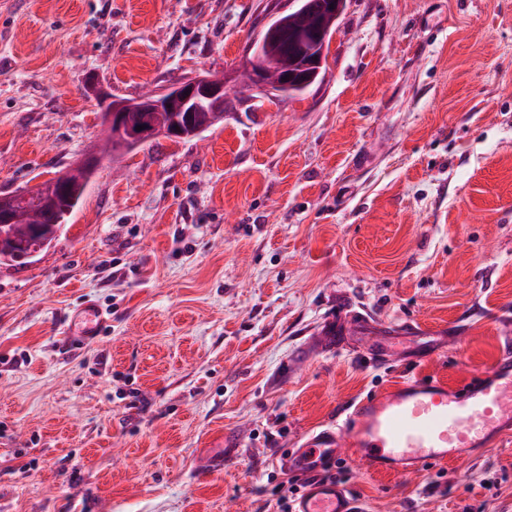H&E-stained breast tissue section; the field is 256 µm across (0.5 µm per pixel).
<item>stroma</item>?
I'll return each instance as SVG.
<instances>
[{
	"label": "stroma",
	"instance_id": "obj_1",
	"mask_svg": "<svg viewBox=\"0 0 512 512\" xmlns=\"http://www.w3.org/2000/svg\"><path fill=\"white\" fill-rule=\"evenodd\" d=\"M275 3L0 0V193L92 150L100 98L234 78ZM87 304L105 321L67 351ZM340 306L469 328L373 366L357 332L312 346ZM511 338L512 0H347L322 80L103 162L52 245L0 265V512H278L280 452L341 404L463 385ZM344 467L363 512H512V436Z\"/></svg>",
	"mask_w": 512,
	"mask_h": 512
}]
</instances>
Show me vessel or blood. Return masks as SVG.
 <instances>
[{"label": "vessel or blood", "instance_id": "1", "mask_svg": "<svg viewBox=\"0 0 512 512\" xmlns=\"http://www.w3.org/2000/svg\"><path fill=\"white\" fill-rule=\"evenodd\" d=\"M72 321L65 343L75 351L94 336L102 316L86 308ZM349 325L368 334L372 360L382 366L432 361L457 345L463 331L459 325L440 336L412 325L394 329L340 309L320 331L319 342L330 349L344 347ZM510 430V350L461 390L435 379L387 386L343 405L336 419L282 457V466L305 481L292 512H360L348 485L323 476L337 460L356 458L372 473L410 476L432 464L457 461Z\"/></svg>", "mask_w": 512, "mask_h": 512}]
</instances>
